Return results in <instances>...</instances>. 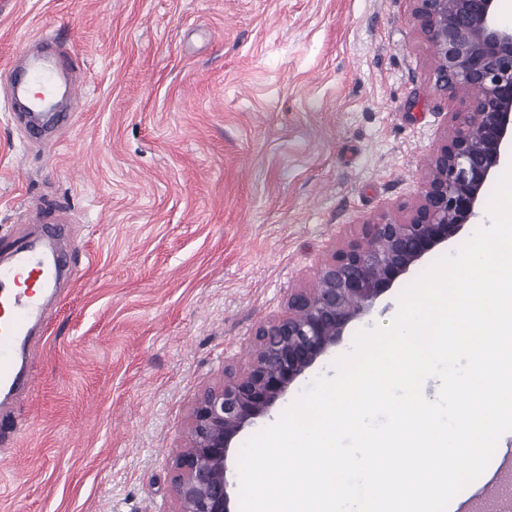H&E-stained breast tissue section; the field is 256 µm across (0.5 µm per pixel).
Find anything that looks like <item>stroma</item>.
<instances>
[{"label": "stroma", "instance_id": "obj_1", "mask_svg": "<svg viewBox=\"0 0 512 512\" xmlns=\"http://www.w3.org/2000/svg\"><path fill=\"white\" fill-rule=\"evenodd\" d=\"M412 0H10L0 87L29 39L80 59L76 119L52 153L0 96V253L43 199L69 211L72 269L0 426V512H173L190 412L256 328L285 314L340 242L396 220L457 104L437 91ZM401 285L351 323L246 442Z\"/></svg>", "mask_w": 512, "mask_h": 512}]
</instances>
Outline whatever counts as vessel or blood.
Wrapping results in <instances>:
<instances>
[{
	"label": "vessel or blood",
	"instance_id": "obj_1",
	"mask_svg": "<svg viewBox=\"0 0 512 512\" xmlns=\"http://www.w3.org/2000/svg\"><path fill=\"white\" fill-rule=\"evenodd\" d=\"M77 64L70 46L62 43L57 54L25 55L22 65L8 71L10 101L23 107L15 118L35 135L42 150L56 147L75 115L67 110L43 112L36 91H55L62 66ZM58 238L59 231L53 227L17 240L0 261V389L18 392L33 387L32 374L24 364L25 348L33 328L47 324L53 314L49 297L63 271Z\"/></svg>",
	"mask_w": 512,
	"mask_h": 512
}]
</instances>
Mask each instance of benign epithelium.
Here are the masks:
<instances>
[{
    "label": "benign epithelium",
    "instance_id": "7a95c632",
    "mask_svg": "<svg viewBox=\"0 0 512 512\" xmlns=\"http://www.w3.org/2000/svg\"><path fill=\"white\" fill-rule=\"evenodd\" d=\"M413 2V20L434 49L436 87L459 111L427 160L405 217L362 225L321 268L314 287L292 291L287 313L257 327L248 367L224 370V382L200 395L171 478L175 512H231L228 460L236 438L268 415L398 279L460 236L512 147V27L497 22V0Z\"/></svg>",
    "mask_w": 512,
    "mask_h": 512
}]
</instances>
